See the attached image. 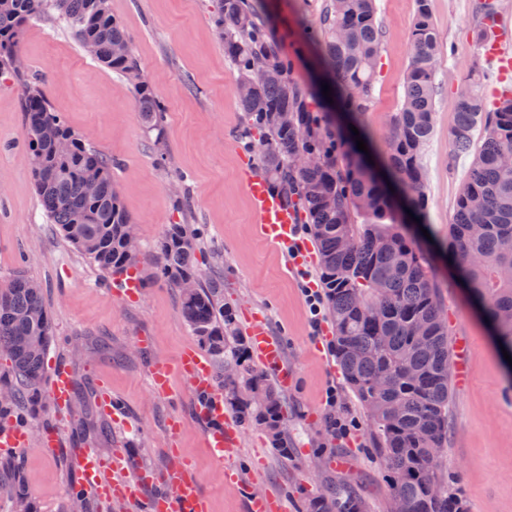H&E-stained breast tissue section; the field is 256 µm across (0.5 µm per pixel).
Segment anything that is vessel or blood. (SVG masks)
<instances>
[{
    "label": "vessel or blood",
    "instance_id": "1",
    "mask_svg": "<svg viewBox=\"0 0 512 512\" xmlns=\"http://www.w3.org/2000/svg\"><path fill=\"white\" fill-rule=\"evenodd\" d=\"M245 181L253 205L256 224L261 234L275 243L290 241L295 232V213L284 206L280 198L271 191L267 181L254 171H247ZM253 350L256 356L270 369L277 372L280 381H287L280 344L268 333L262 315H254L250 321ZM180 372L190 379L197 393V412L209 421L206 433L209 447L217 456L230 453L236 443V428L224 414V400L210 382L211 367L198 351L188 350L179 362ZM49 392L55 404L67 402L73 394V379L66 368H56L51 376ZM119 458H101L94 449H84L78 457L80 484L83 491L94 499L108 502L124 499L138 501L140 480L120 477L108 478L107 472L119 468ZM145 512H208L203 498L191 491L187 485L185 469L171 471L161 492L148 500Z\"/></svg>",
    "mask_w": 512,
    "mask_h": 512
}]
</instances>
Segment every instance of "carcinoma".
<instances>
[{"label": "carcinoma", "instance_id": "cac0c4a2", "mask_svg": "<svg viewBox=\"0 0 512 512\" xmlns=\"http://www.w3.org/2000/svg\"><path fill=\"white\" fill-rule=\"evenodd\" d=\"M48 14L65 23L82 48L94 46L95 60L131 83L147 131L160 130L165 106L142 78L109 0H0V72L23 89L25 139L44 210L70 244L118 275L137 253L127 248L131 219L115 189L112 163L67 126L29 71L15 65L24 27ZM376 14V0H329L319 20L305 29L304 42L322 52L331 103L322 85L294 78L295 61L279 51L255 0H218L215 28L237 83L249 86L238 95L246 116L241 137L260 135L268 180L311 225L336 328V358L379 431L390 498L404 512H465L457 493H433L438 452L448 440L451 354L432 269L410 241L409 214L421 217L427 204L422 157L432 133L441 45L429 0H416L402 106L383 147L372 146L380 178L348 132L351 125L361 128L372 101L382 38ZM477 128L483 143L457 197L450 254L460 281L512 354V277L501 276L512 269V167L503 163L512 154V95L489 110L481 96L462 89L450 133L455 152L471 150ZM91 180L97 184L93 193ZM198 235L185 224L170 225L156 244L160 273L178 284L196 281V288L182 292V312L218 362L217 383L240 406L241 419L265 425L286 456L279 397L263 374L245 364L244 338L233 335L232 313L224 307V281L201 279L194 259ZM415 326L423 335L413 333ZM51 336L41 290L23 275L0 287V351L10 356L15 373L0 412L17 405L34 412L41 405ZM383 375L388 384L381 388ZM242 388L261 400L240 397ZM0 486L10 489L17 512H30L19 464ZM310 508L366 512L345 484L329 486Z\"/></svg>", "mask_w": 512, "mask_h": 512}]
</instances>
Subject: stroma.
<instances>
[{
  "instance_id": "obj_1",
  "label": "stroma",
  "mask_w": 512,
  "mask_h": 512,
  "mask_svg": "<svg viewBox=\"0 0 512 512\" xmlns=\"http://www.w3.org/2000/svg\"><path fill=\"white\" fill-rule=\"evenodd\" d=\"M258 3L276 27L281 52L297 58L295 78L308 82L317 60L303 44V30L318 21L326 0ZM376 3L383 38L364 126L378 143L402 105L415 0ZM477 3L431 0L442 47L454 57L440 59L437 67L433 133L422 160L428 207L416 241L425 245L435 271L449 339L469 342L467 380L453 385L448 404L442 480L459 491L468 512H512V370L448 259V227L473 161L472 154L454 153L450 144L457 94L471 86L490 97L498 77L474 38ZM213 5L214 0H110L144 78L166 106L158 135L144 131L131 85L89 56L64 23L45 16L22 33V54L54 111L112 159L139 242L135 299L113 296L111 278L47 219L23 144V91L8 76L0 77V284L18 273L41 284L53 326L44 369L67 366L75 383L69 405L45 399L28 428L29 445L13 457L22 467L23 495L32 512H70L71 496L79 490L76 454L85 447L107 458L122 451L130 474L145 468L164 472L172 449H179L193 464L194 489L208 499L210 512H246L250 493L286 494L288 512H306L332 480L350 486L369 512L388 510L379 434L337 364L332 318L312 328L300 289L303 275L319 281L320 260L292 264L290 246L265 239L253 221L243 169L259 167V153L247 151L240 137L245 116L237 74L224 59ZM178 222L203 229L197 268L202 277L223 279L224 301L239 331L247 332L251 313L265 314L270 333L284 338L285 357L296 372L291 386L277 389L287 453L274 447L265 426L239 423V441L229 457L241 473L239 489L224 483L206 444L208 425L183 379L173 378L170 397L150 388L156 362H175L199 345L183 317L179 288L155 276L159 259L153 245ZM103 387L118 403V417L98 410L94 395ZM331 387L337 392L333 407L326 403ZM338 415L356 421L349 437L331 431L329 421ZM175 418L182 427L174 437L169 424ZM49 426L63 435L53 449L40 444Z\"/></svg>"
}]
</instances>
